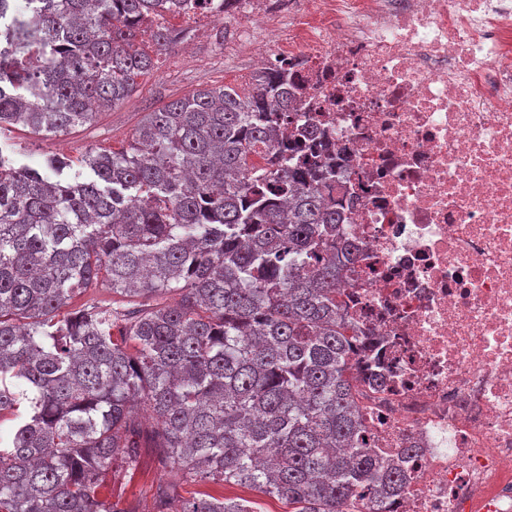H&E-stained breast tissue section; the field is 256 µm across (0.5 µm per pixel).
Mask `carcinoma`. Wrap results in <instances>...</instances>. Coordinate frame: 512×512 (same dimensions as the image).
Returning <instances> with one entry per match:
<instances>
[{"label":"carcinoma","instance_id":"obj_1","mask_svg":"<svg viewBox=\"0 0 512 512\" xmlns=\"http://www.w3.org/2000/svg\"><path fill=\"white\" fill-rule=\"evenodd\" d=\"M25 2L0 0V127L62 135L125 102L154 67L139 17L173 47L164 0ZM287 82L147 113L129 148L85 152L90 181L0 155V512H131L100 488L145 446L186 483L293 512H391L405 472L366 447L355 403L372 344L338 302L336 172L316 127L289 132ZM100 279L112 302L70 309ZM181 512L260 510L203 492ZM224 496L258 500L263 512H290L289 510H291L284 501L268 496H258L256 492L246 488L224 486Z\"/></svg>","mask_w":512,"mask_h":512}]
</instances>
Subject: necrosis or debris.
Returning <instances> with one entry per match:
<instances>
[{
	"mask_svg": "<svg viewBox=\"0 0 512 512\" xmlns=\"http://www.w3.org/2000/svg\"><path fill=\"white\" fill-rule=\"evenodd\" d=\"M241 47L288 71L356 248L340 300L395 512H512V0H239ZM166 17L175 45L222 0Z\"/></svg>",
	"mask_w": 512,
	"mask_h": 512,
	"instance_id": "4bbe7bcc",
	"label": "necrosis or debris"
}]
</instances>
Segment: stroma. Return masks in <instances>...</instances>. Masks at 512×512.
Wrapping results in <instances>:
<instances>
[{
    "label": "stroma",
    "instance_id": "1",
    "mask_svg": "<svg viewBox=\"0 0 512 512\" xmlns=\"http://www.w3.org/2000/svg\"><path fill=\"white\" fill-rule=\"evenodd\" d=\"M153 71L141 78L131 97L111 109L99 112L93 124L74 127L59 136H43L22 126L0 130V154L23 167L41 162L45 156H57L69 161L63 177L92 179V172L79 164L88 150L118 152L128 148L145 114L163 108L169 102L184 97L207 85L243 87L251 74L246 55L233 52L223 56L216 50L210 36L193 41L189 56L177 53L154 57ZM174 476L162 469L153 449L142 451V462L135 473L112 468L104 481L107 498L123 501L135 507L136 512H153V490L158 482L173 481Z\"/></svg>",
    "mask_w": 512,
    "mask_h": 512
}]
</instances>
